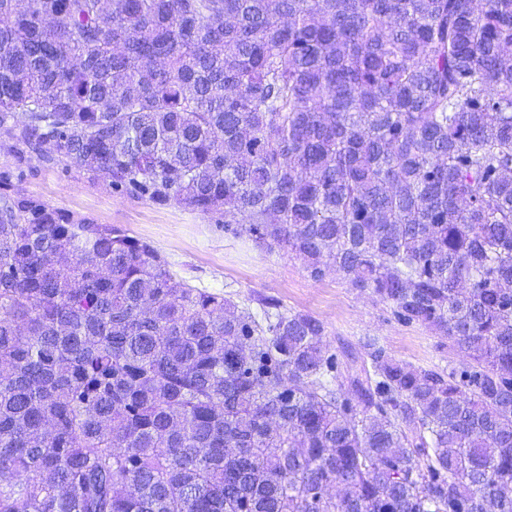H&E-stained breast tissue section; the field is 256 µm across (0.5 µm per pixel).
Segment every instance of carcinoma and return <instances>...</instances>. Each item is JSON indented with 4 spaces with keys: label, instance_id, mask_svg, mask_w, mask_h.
I'll return each mask as SVG.
<instances>
[{
    "label": "carcinoma",
    "instance_id": "obj_1",
    "mask_svg": "<svg viewBox=\"0 0 512 512\" xmlns=\"http://www.w3.org/2000/svg\"><path fill=\"white\" fill-rule=\"evenodd\" d=\"M0 133L334 272L366 359L0 197V512H512V0H0Z\"/></svg>",
    "mask_w": 512,
    "mask_h": 512
}]
</instances>
